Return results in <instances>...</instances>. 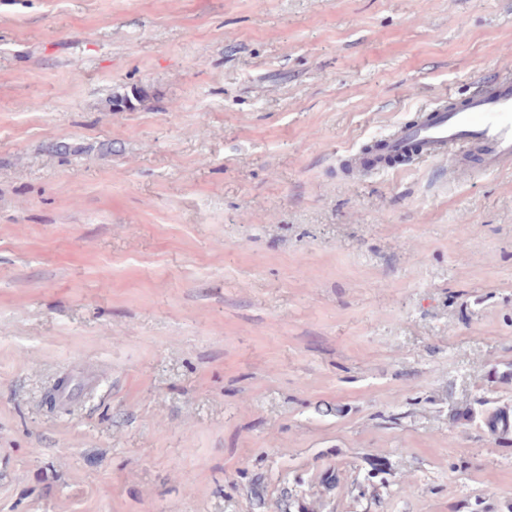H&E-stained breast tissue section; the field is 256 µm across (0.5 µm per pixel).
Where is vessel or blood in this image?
I'll return each instance as SVG.
<instances>
[{
    "mask_svg": "<svg viewBox=\"0 0 512 512\" xmlns=\"http://www.w3.org/2000/svg\"><path fill=\"white\" fill-rule=\"evenodd\" d=\"M404 154L419 159L445 156L456 167L471 163L481 173L511 166L512 77L493 78L455 105L441 101L421 108L417 122L394 129L371 156L352 153L346 162L383 171L391 159Z\"/></svg>",
    "mask_w": 512,
    "mask_h": 512,
    "instance_id": "vessel-or-blood-1",
    "label": "vessel or blood"
}]
</instances>
